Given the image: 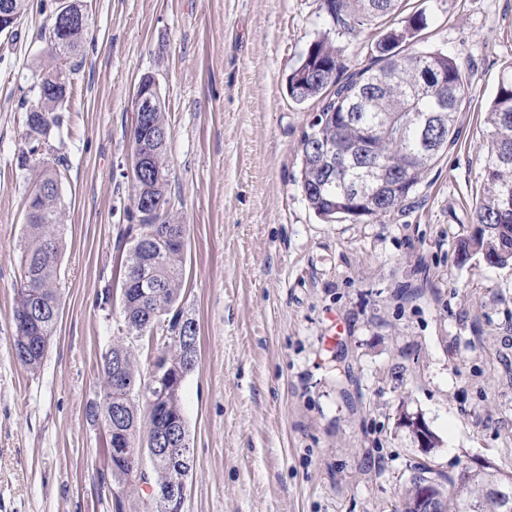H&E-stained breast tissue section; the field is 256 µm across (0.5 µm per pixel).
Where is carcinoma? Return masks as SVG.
<instances>
[{"label": "carcinoma", "instance_id": "obj_1", "mask_svg": "<svg viewBox=\"0 0 512 512\" xmlns=\"http://www.w3.org/2000/svg\"><path fill=\"white\" fill-rule=\"evenodd\" d=\"M400 0H322L321 8L336 31L354 34L381 23L373 47L377 55L370 65L351 71L343 50L325 36L313 42L300 64L288 76V94L297 102L319 101L317 121L301 140L302 191L314 212L330 221L360 222L392 213L422 182L441 152L457 140L456 120L469 88L466 70L457 56L434 51L405 50L428 27L427 15L417 11L396 26L387 19L399 9ZM86 27L74 25L62 32L48 33L51 54L69 60L81 48ZM70 69H40L45 85L57 86L54 94L38 95L26 114L28 148L19 165L24 167L39 156L41 170L32 181L27 197L24 238L21 244L20 286L17 288V330L13 351L29 372L40 370L56 335L60 314L57 281L59 259L64 249V211L59 192V159H51L53 128L60 126L67 102ZM486 142L483 148L480 200L475 211L476 228L458 243L461 261L480 254L494 267L512 265V205L503 203L512 193V157L499 156V146L512 147V65L499 75L497 93L485 115ZM145 125L132 128V152H151V170L133 174L135 197L153 201L150 208L136 207L126 236L130 247L125 260L122 287V325L119 336L102 356L101 399L113 397L114 374L129 383L126 403L129 430L140 439L143 430L158 428L150 400L140 404L147 384L142 382L138 357L154 354L155 340L172 334L167 317L184 315L179 308L183 287L185 225L168 208V165L165 147L142 139ZM332 145L353 148L324 165L319 147L310 136ZM380 165L378 172L399 180L398 200L387 202L375 193L377 178L368 174L366 162ZM150 234L152 251L142 248L141 239ZM162 414L182 421V450L190 452V434L184 415L183 389L164 397ZM397 428L412 439L423 436L426 447L434 448L437 437L424 418L408 411L400 414ZM175 456L166 455L151 463V493L154 512H169L165 487L177 479ZM394 512H416L417 482L422 478L438 486V508L442 512H503L502 497L490 486L503 480L512 485V471L496 466L462 471L453 478L426 465L415 467Z\"/></svg>", "mask_w": 512, "mask_h": 512}]
</instances>
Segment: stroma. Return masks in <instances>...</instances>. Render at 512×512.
I'll list each match as a JSON object with an SVG mask.
<instances>
[{"mask_svg":"<svg viewBox=\"0 0 512 512\" xmlns=\"http://www.w3.org/2000/svg\"><path fill=\"white\" fill-rule=\"evenodd\" d=\"M88 29L52 143L63 157L61 314L40 371L13 355L24 203L17 167L35 74L56 64L50 11L0 35V512H149L107 491L88 415L118 333L130 132L152 76L170 132L168 196L186 226L183 307L199 328L183 383L192 467L183 512H393L415 465L512 469V267L459 262L475 228L484 113L512 64V0H404L417 49L470 77L457 142L380 220L329 222L301 187L319 103L287 78L332 24L321 0H80ZM341 359L347 378L331 372ZM423 415L439 443L397 430Z\"/></svg>","mask_w":512,"mask_h":512,"instance_id":"1","label":"stroma"}]
</instances>
